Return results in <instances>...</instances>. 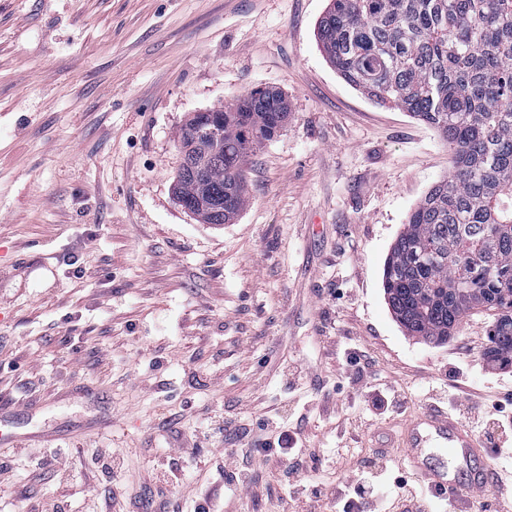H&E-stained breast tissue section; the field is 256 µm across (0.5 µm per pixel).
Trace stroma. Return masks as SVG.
Returning a JSON list of instances; mask_svg holds the SVG:
<instances>
[{
  "instance_id": "35a3bbf8",
  "label": "stroma",
  "mask_w": 512,
  "mask_h": 512,
  "mask_svg": "<svg viewBox=\"0 0 512 512\" xmlns=\"http://www.w3.org/2000/svg\"><path fill=\"white\" fill-rule=\"evenodd\" d=\"M328 0H0V512L26 496L99 512L98 451L114 512H289L290 485L358 477L386 489L408 414L471 387L512 396L489 365L491 318L444 343L406 335L382 272L410 210L448 175L439 133L379 106L326 61ZM288 122L251 155L248 204L204 224L173 193L192 113L255 88ZM306 438L317 469L250 447L254 491H230L226 428L265 413ZM170 429H162L163 421ZM487 462L512 473V414L484 415ZM206 440L177 484L152 471ZM76 448L66 474L34 453Z\"/></svg>"
}]
</instances>
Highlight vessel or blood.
<instances>
[{"label": "vessel or blood", "mask_w": 512, "mask_h": 512, "mask_svg": "<svg viewBox=\"0 0 512 512\" xmlns=\"http://www.w3.org/2000/svg\"><path fill=\"white\" fill-rule=\"evenodd\" d=\"M401 445L409 467L438 497L483 490L489 484L477 439L445 412L428 408L414 415L402 430ZM436 448L447 450L453 466L434 458L432 451Z\"/></svg>", "instance_id": "obj_1"}]
</instances>
